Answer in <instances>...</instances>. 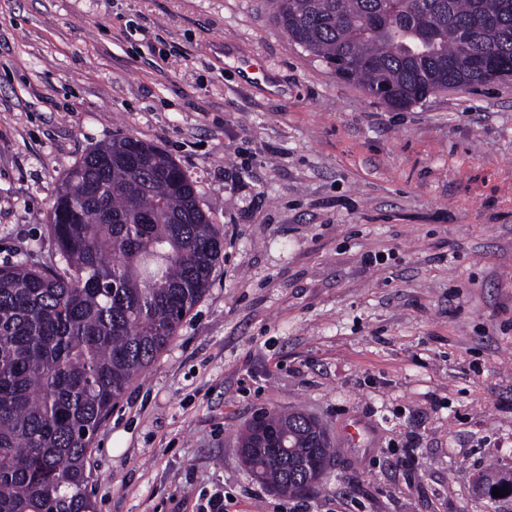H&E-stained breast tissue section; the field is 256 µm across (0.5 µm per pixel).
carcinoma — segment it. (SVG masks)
I'll return each mask as SVG.
<instances>
[{"instance_id":"1","label":"carcinoma","mask_w":512,"mask_h":512,"mask_svg":"<svg viewBox=\"0 0 512 512\" xmlns=\"http://www.w3.org/2000/svg\"><path fill=\"white\" fill-rule=\"evenodd\" d=\"M288 37L394 107L512 77V0H275ZM470 51L458 53L462 35ZM55 259L0 267V512H95L86 470L111 408L204 296L223 250L195 183L163 148L99 145L55 190ZM253 476L318 485L333 443L302 411L238 438Z\"/></svg>"}]
</instances>
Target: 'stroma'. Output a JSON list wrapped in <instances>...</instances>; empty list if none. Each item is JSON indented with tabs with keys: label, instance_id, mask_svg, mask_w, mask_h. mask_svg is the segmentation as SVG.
I'll list each match as a JSON object with an SVG mask.
<instances>
[{
	"label": "stroma",
	"instance_id": "stroma-1",
	"mask_svg": "<svg viewBox=\"0 0 512 512\" xmlns=\"http://www.w3.org/2000/svg\"><path fill=\"white\" fill-rule=\"evenodd\" d=\"M273 13L0 0V266L49 259L65 172L125 135L172 155L224 244L93 438L96 510L512 512L475 487L512 474V80L393 109ZM288 409L337 448L307 495L238 453Z\"/></svg>",
	"mask_w": 512,
	"mask_h": 512
}]
</instances>
